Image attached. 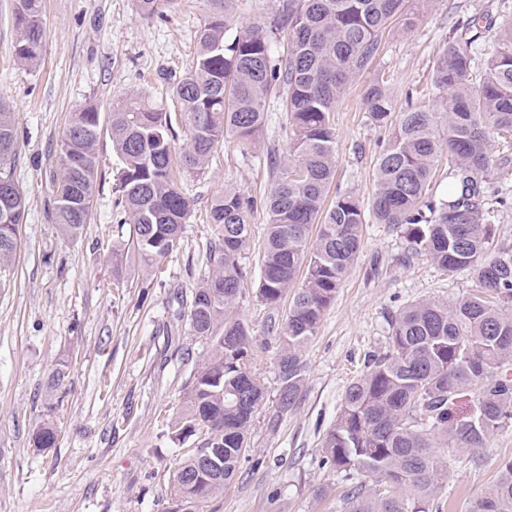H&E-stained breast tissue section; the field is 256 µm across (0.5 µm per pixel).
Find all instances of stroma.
Returning <instances> with one entry per match:
<instances>
[{"label":"stroma","mask_w":512,"mask_h":512,"mask_svg":"<svg viewBox=\"0 0 512 512\" xmlns=\"http://www.w3.org/2000/svg\"><path fill=\"white\" fill-rule=\"evenodd\" d=\"M16 0H0V101L14 112L18 152L14 178L26 199L13 268L0 286V512H168L175 461L201 445L196 434L174 444L168 424L182 411L186 388L208 351L187 320L191 294L208 272L211 198L227 187L267 193L269 150L286 154L288 120L277 96L266 103L259 145L241 152L225 137L204 174L185 182L194 200L180 248L161 279L146 277L132 257L114 271L113 185L119 159L109 136L99 145L90 219L80 235L51 221L53 180L62 130L73 110L91 103L108 112L133 91L169 103L172 79L191 64L207 0H175L167 17L143 19L135 0H43L46 42L39 66L15 59ZM512 22V0H433L416 26L393 23L370 69L354 79L334 114L336 177L331 192L369 201L375 161L388 138L366 110L363 92L384 82L395 111L435 98L412 96L430 82L433 61L450 30L474 13ZM264 212L251 218L243 262L252 272L239 314L259 338L255 365L265 398L235 477L203 512H347L345 485L322 464V446L346 388L371 352L387 344V317L425 298L471 292L468 273L441 274L428 260L402 263L405 242L386 224L363 226L360 252L305 346L306 377L296 407L276 431L266 428L278 399V345L264 339L266 309L257 302ZM65 367L63 398L46 385ZM57 429L52 448L33 444L44 423ZM512 458V426L495 431L473 461L449 465L430 512H467Z\"/></svg>","instance_id":"stroma-1"}]
</instances>
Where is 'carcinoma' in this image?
<instances>
[{
	"label": "carcinoma",
	"mask_w": 512,
	"mask_h": 512,
	"mask_svg": "<svg viewBox=\"0 0 512 512\" xmlns=\"http://www.w3.org/2000/svg\"><path fill=\"white\" fill-rule=\"evenodd\" d=\"M207 2L193 63L172 86L178 110L166 112L138 92L114 102L106 124L90 103L71 113L51 212L71 237L88 222L100 139L109 131L122 162L114 187L117 228L131 225L132 252L146 273L158 272L179 248L194 206L183 173H204L214 146L228 135L244 147L255 144L267 124L268 97L282 93L288 153L267 155L273 182L266 196L226 189L211 199L209 271L188 314L192 335L210 347L209 358L171 426L175 442L201 429L207 438L177 462L171 512H185L195 496L200 510L224 492L263 404L264 387L253 370L258 339L238 313L251 275L241 258L258 209L267 224L256 297L269 310L266 334L279 342L271 431L299 399L303 348L358 258L366 220L400 229L402 262L424 257L449 275L467 272L475 280V290L454 301L417 300L388 318L386 350L368 356L323 442L324 463L347 487L348 512H429L453 457L485 447L494 431L512 425V242L494 243L488 223L499 193L491 172L512 167V145L496 139L512 132V24L499 28L476 13L453 28L432 66L433 88L446 93L439 110L396 114L382 83L367 87L371 121L392 131L377 157L375 192L366 206L350 193L327 201L336 175L331 114L380 54L388 26L400 18L414 23L428 0H279L270 25L248 26L231 40L234 0ZM136 4L150 19L173 0ZM15 28L16 60L34 69L45 42L42 0H17ZM283 39L288 49L279 53ZM17 151L14 113L0 102V183L15 185L12 196H0V272L12 266L26 211L13 177ZM442 157L448 162L445 199L431 186ZM288 296V311L275 316ZM56 439L55 428L43 425L34 445L51 448ZM213 450L224 456V473L201 481L202 461ZM468 512H512V458Z\"/></svg>",
	"instance_id": "obj_1"
}]
</instances>
